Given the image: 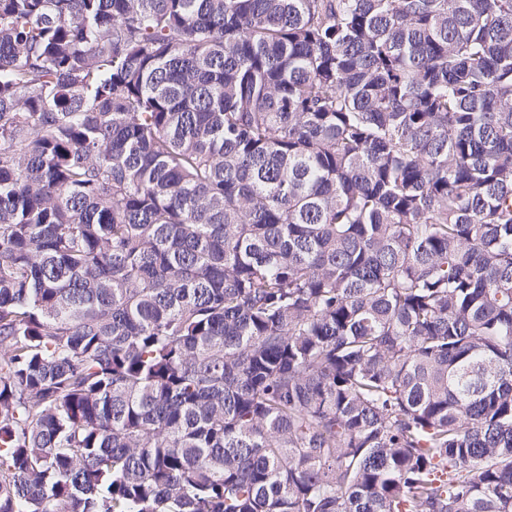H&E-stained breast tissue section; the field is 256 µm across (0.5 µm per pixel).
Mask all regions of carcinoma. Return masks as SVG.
I'll return each instance as SVG.
<instances>
[{
	"label": "carcinoma",
	"mask_w": 512,
	"mask_h": 512,
	"mask_svg": "<svg viewBox=\"0 0 512 512\" xmlns=\"http://www.w3.org/2000/svg\"><path fill=\"white\" fill-rule=\"evenodd\" d=\"M0 512H512V0H0Z\"/></svg>",
	"instance_id": "1"
}]
</instances>
